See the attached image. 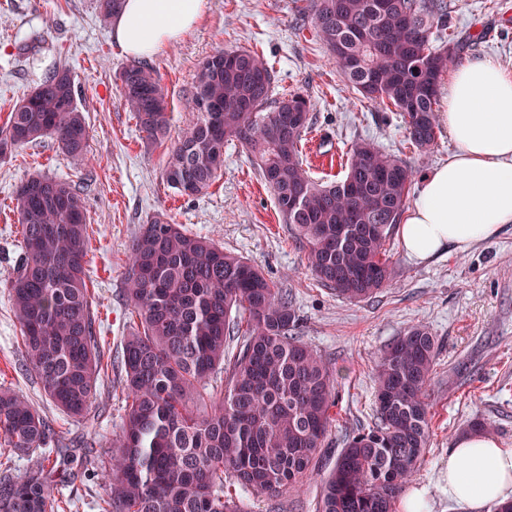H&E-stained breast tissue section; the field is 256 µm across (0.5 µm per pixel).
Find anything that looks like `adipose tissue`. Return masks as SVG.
Here are the masks:
<instances>
[{
	"label": "adipose tissue",
	"mask_w": 512,
	"mask_h": 512,
	"mask_svg": "<svg viewBox=\"0 0 512 512\" xmlns=\"http://www.w3.org/2000/svg\"><path fill=\"white\" fill-rule=\"evenodd\" d=\"M204 9L205 0H125L112 36L128 56L147 60ZM439 120L456 151L423 178L398 226L406 254L420 261L467 250L512 224V70L489 56L454 68ZM447 490L468 512L511 499L512 449L478 433L459 436L448 450Z\"/></svg>",
	"instance_id": "1"
}]
</instances>
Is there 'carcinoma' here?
Returning a JSON list of instances; mask_svg holds the SVG:
<instances>
[{"mask_svg":"<svg viewBox=\"0 0 512 512\" xmlns=\"http://www.w3.org/2000/svg\"><path fill=\"white\" fill-rule=\"evenodd\" d=\"M311 23L347 85L388 101L410 142L437 144L438 88L463 46L436 48L446 0H310ZM119 95L152 142L167 137L168 91L153 66L127 64ZM275 73L260 55L218 50L204 60L186 102L193 120L169 150L167 184L186 196L218 178L224 146L254 157L283 223L307 248L321 285L351 300L391 281L386 245L415 170L365 141L349 149L354 183H316L300 150L314 107L296 92L273 99ZM46 135L61 152L87 150L85 118L67 68L47 74L0 126V158ZM23 253L6 288L31 370L69 418L87 419L101 375L117 365L126 408L111 442L103 512H247L229 486L271 498L301 488L326 446L335 378L293 335L288 294L242 257L160 217L142 225L129 252L126 297L137 324L117 358L105 356L89 300L87 209L67 180L33 174L15 192ZM246 324L235 350L230 327ZM438 344L409 328L381 352L375 420L344 439L324 477L317 512H396L428 446L425 398ZM225 373L224 386L209 383ZM54 428L33 403L0 388V438L8 451L45 452L24 475L0 471V512H57L45 471Z\"/></svg>","mask_w":512,"mask_h":512,"instance_id":"carcinoma-1","label":"carcinoma"}]
</instances>
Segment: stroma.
<instances>
[{
	"label": "stroma",
	"mask_w": 512,
	"mask_h": 512,
	"mask_svg": "<svg viewBox=\"0 0 512 512\" xmlns=\"http://www.w3.org/2000/svg\"><path fill=\"white\" fill-rule=\"evenodd\" d=\"M442 42L466 41L464 58L491 56L512 67V0H447ZM308 0H206L197 27L163 47L150 63L169 96L168 142L186 131L184 107L201 62L219 49L263 54L276 71L275 97L301 92L315 104L302 142L313 179L326 184L348 172V150L373 142L425 176L455 151L440 134L431 153L408 140L399 113L349 89L308 18ZM129 58L102 20L97 0H0V123L46 74L70 69L88 131L87 155H63L52 137L0 159V387L34 403L55 429L56 482L71 512H98L110 442L121 432L123 382L103 376L88 420L71 421L51 403L28 367L6 281L23 252L14 192L33 173L83 189L89 234V288L98 336L120 351L131 325L126 271L131 242L142 224L161 216L243 257L283 288L299 316L297 336L336 378V420L326 441L335 458L346 435L373 418V375L381 351L410 326L438 341L426 391L432 434L406 492L425 490L429 512H465L444 488L448 449L476 418L491 425L500 447L512 448V224L464 252L411 259L398 239L386 256L391 284L370 300L336 297L306 266V248L292 235L247 150L224 148V165L207 193L183 196L162 178L166 144L147 140L118 93ZM326 469L298 490L271 499L242 492L250 512H315Z\"/></svg>",
	"instance_id": "stroma-1"
}]
</instances>
